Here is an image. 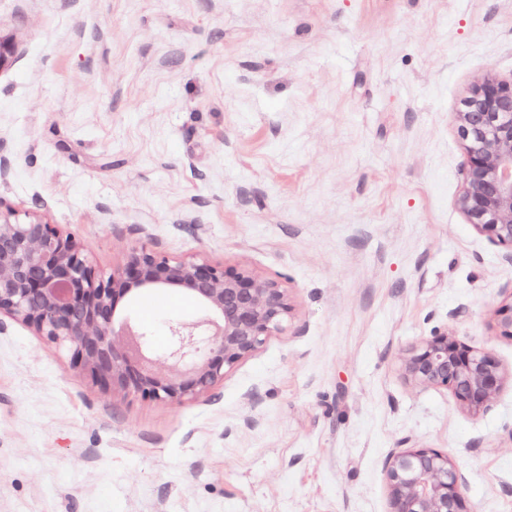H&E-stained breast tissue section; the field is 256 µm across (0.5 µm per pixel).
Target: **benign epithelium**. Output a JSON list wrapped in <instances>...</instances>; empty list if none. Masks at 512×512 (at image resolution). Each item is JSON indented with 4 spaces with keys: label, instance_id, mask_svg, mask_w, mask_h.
Listing matches in <instances>:
<instances>
[{
    "label": "benign epithelium",
    "instance_id": "obj_1",
    "mask_svg": "<svg viewBox=\"0 0 512 512\" xmlns=\"http://www.w3.org/2000/svg\"><path fill=\"white\" fill-rule=\"evenodd\" d=\"M16 51L14 40L0 34V72ZM454 122L465 150L459 208L512 259V80L479 77ZM157 291L180 292L201 311L194 320H167L164 350L152 346L147 327L119 310L122 300ZM290 313L288 294L275 279L147 248L120 268L98 272L41 204L22 215L0 211V317L68 349L74 365L112 391L175 403L211 395L226 370L284 330ZM494 316L499 335L512 338V293ZM400 361L411 383L444 390L473 414L490 410L503 386L494 354L446 327L405 349ZM385 475L390 512H471L446 451L394 452Z\"/></svg>",
    "mask_w": 512,
    "mask_h": 512
}]
</instances>
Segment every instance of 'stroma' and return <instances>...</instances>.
<instances>
[{
	"mask_svg": "<svg viewBox=\"0 0 512 512\" xmlns=\"http://www.w3.org/2000/svg\"><path fill=\"white\" fill-rule=\"evenodd\" d=\"M0 208L40 203L99 270L145 245L281 282L285 330L217 398L114 393L0 329V512H390L385 463L448 452L512 512V261L458 207L452 121L512 78V0H0ZM196 303L128 308L156 349ZM506 375L475 415L398 359L437 328Z\"/></svg>",
	"mask_w": 512,
	"mask_h": 512,
	"instance_id": "1",
	"label": "stroma"
}]
</instances>
